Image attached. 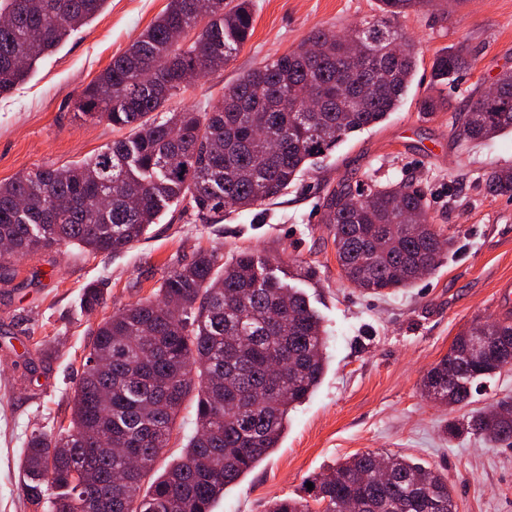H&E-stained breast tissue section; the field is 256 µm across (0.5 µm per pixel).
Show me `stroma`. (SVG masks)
I'll list each match as a JSON object with an SVG mask.
<instances>
[{
	"label": "stroma",
	"mask_w": 512,
	"mask_h": 512,
	"mask_svg": "<svg viewBox=\"0 0 512 512\" xmlns=\"http://www.w3.org/2000/svg\"><path fill=\"white\" fill-rule=\"evenodd\" d=\"M169 0H107L105 9L0 95V182L36 168L72 165L121 136L107 122L75 115L81 90L128 48ZM379 13L378 0H253V32L221 75L199 78L176 107L212 108L226 86L296 48L316 30L341 34ZM413 43L416 73L401 107L374 128L316 160L274 203L225 209L218 224L170 207L129 249L89 253L62 246L21 260L0 283V512H33L21 490L19 457L31 432L69 423L72 391L103 318L151 297L162 276L199 250L268 260L302 289L323 318L328 368L288 414L278 448L214 512H266L271 500L304 495L306 483L356 453L399 454L444 474L457 512H512V446L449 438L462 417L427 398L423 379L476 319L512 314V199L486 192L483 177L512 169V131L465 141L451 130L478 91L512 70V0H448L397 21ZM467 45L472 65L454 84L436 83L432 62ZM436 108L427 112L425 101ZM410 181L453 248L431 274L396 294H364L340 274L325 198L339 182ZM101 284L103 305L84 312V288Z\"/></svg>",
	"instance_id": "35a3bbf8"
}]
</instances>
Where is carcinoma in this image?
<instances>
[{"mask_svg": "<svg viewBox=\"0 0 512 512\" xmlns=\"http://www.w3.org/2000/svg\"><path fill=\"white\" fill-rule=\"evenodd\" d=\"M107 0H0V94L93 19ZM169 0L166 10L91 81L78 114L127 131L97 154L61 168H37L0 183V281L14 261L62 245L119 252L144 235L173 202L189 216L219 224L227 206L250 210L280 195L305 165L353 133L383 122L403 99L417 65L395 21L428 0H378L380 14L345 35L314 31L297 48L243 75L209 112L169 107L200 75L215 76L253 32L251 0ZM185 31L196 35L179 42ZM315 60L306 58L307 47ZM471 65L460 45L438 55L433 76L453 83ZM455 116L459 139L482 140L512 128V71ZM317 98L307 109L303 95ZM493 196L512 198V170L484 178ZM112 197L106 207L97 197ZM342 276L371 295L410 287L442 262L443 242L425 190L412 182L361 190L338 184L326 198ZM156 298L140 300L97 324L68 427L33 431L21 469L27 501L41 512H90L102 497L111 512H212V505L278 447L288 411L311 396L327 365L321 319L306 295L250 250L231 260L214 250L164 275ZM104 303L89 285L82 305ZM480 331L497 355L474 350ZM285 361L273 376L272 361ZM512 370V315L478 322L453 340L428 372L424 391L448 406L469 403L475 383ZM196 429L179 458L152 470L168 446L185 401ZM490 444L512 440V400L448 422V437ZM134 457L140 471L112 484ZM376 477L378 454H355L314 485L321 512H456L448 478L391 455ZM267 512H312L308 500L283 498Z\"/></svg>", "mask_w": 512, "mask_h": 512, "instance_id": "carcinoma-1", "label": "carcinoma"}]
</instances>
